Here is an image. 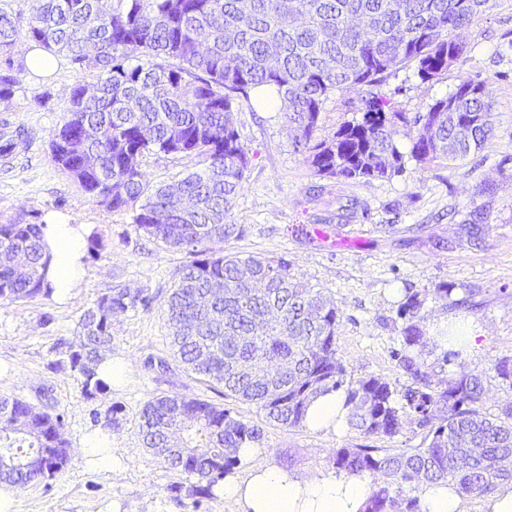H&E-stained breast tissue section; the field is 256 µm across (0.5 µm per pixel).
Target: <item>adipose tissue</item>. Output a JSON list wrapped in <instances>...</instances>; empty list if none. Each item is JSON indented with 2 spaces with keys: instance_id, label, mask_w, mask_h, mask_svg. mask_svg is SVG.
Wrapping results in <instances>:
<instances>
[{
  "instance_id": "ef3b65f1",
  "label": "adipose tissue",
  "mask_w": 512,
  "mask_h": 512,
  "mask_svg": "<svg viewBox=\"0 0 512 512\" xmlns=\"http://www.w3.org/2000/svg\"><path fill=\"white\" fill-rule=\"evenodd\" d=\"M42 222L46 280L53 295L63 300L82 281L91 229L54 212L46 213ZM346 414L344 392L330 391L311 401L306 424L317 431L336 432L346 426ZM237 456L248 464L249 472L243 479L225 478L221 496L229 512H363L370 494L368 480L334 469H320L302 479L280 467L255 463L254 449H238Z\"/></svg>"
}]
</instances>
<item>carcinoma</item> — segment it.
<instances>
[{"mask_svg":"<svg viewBox=\"0 0 512 512\" xmlns=\"http://www.w3.org/2000/svg\"><path fill=\"white\" fill-rule=\"evenodd\" d=\"M33 0L25 30L0 9V56L32 40L64 52L80 70L98 72L95 90L77 84L51 144L54 164L82 192L113 210L135 211L137 228L186 253L165 315L175 355L210 388L256 405L271 422L306 425L320 391L344 390L347 425L363 437L392 438L404 422L421 444L400 452L357 445L336 450L334 465L369 480L364 512H423L407 489L444 482L484 497L512 482V402L492 419L479 408L486 371L431 384L423 355L436 349L420 328L426 298L406 292L397 315L403 342L417 349L399 362L414 386L397 390L381 377L346 380L337 356L341 313L321 291L298 282L288 261L224 255L212 245L237 239L224 223L249 159L233 122L236 100L273 87L295 142L313 173L346 179L389 178L404 171L395 127L415 129L418 162L456 160L492 134L485 80L467 78L428 111L408 117L386 101L365 100L362 118L331 141L316 140L321 105L344 88H362L410 63L430 80L467 51L462 33L492 0ZM152 152L205 157L207 167L174 185L152 186L141 162ZM42 225L0 224V300L51 295L40 241ZM28 274H20L17 256ZM222 291H215L216 287ZM153 299L114 287L78 321L68 362L90 398L108 384L97 376L112 350V318L152 308ZM220 314L223 325L211 323ZM208 349L211 355L203 357ZM144 444L172 470L195 479L193 507L239 464L262 431L227 409L184 395L157 396L141 411ZM68 460L62 416L17 396H0V482L26 486L52 479Z\"/></svg>","mask_w":512,"mask_h":512,"instance_id":"cac0c4a2","label":"carcinoma"}]
</instances>
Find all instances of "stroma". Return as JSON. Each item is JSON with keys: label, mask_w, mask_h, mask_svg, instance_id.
Listing matches in <instances>:
<instances>
[{"label": "stroma", "mask_w": 512, "mask_h": 512, "mask_svg": "<svg viewBox=\"0 0 512 512\" xmlns=\"http://www.w3.org/2000/svg\"><path fill=\"white\" fill-rule=\"evenodd\" d=\"M464 38L466 53L439 77L422 79L411 64L367 90L331 93L317 131L318 139L330 140L340 126L360 118L371 95L412 114L427 111L462 79H484L492 91L493 134L461 161L423 164L409 158L401 174L382 179L320 177L282 112L261 110L254 96L238 99L234 126L250 164L226 221L243 225L244 234L220 249L243 258L288 260L293 274L339 308L336 349L348 378L377 376L399 390L412 379L399 364L405 347L397 309L406 291L426 295L421 326L427 335H443L459 322L475 336L449 345V357H427L431 380L488 369L480 409L494 418L512 400V383L493 371L500 359H512V0H493ZM28 49L24 40L15 47V93L0 102V147L12 146L10 152L0 150V224L38 223L51 210L90 225L98 247L88 252L84 280L68 300L41 295L0 301V396L49 406L61 414L70 442L62 473L23 488L14 512H228L216 492L197 507L191 498L174 497L172 486L188 485V477L144 447L140 413L160 393L200 398L258 425L259 462L303 478L332 467L336 449L364 441L358 434L269 422L255 405L210 389L176 361L163 305L186 256L139 230L132 211L109 209L83 194L54 165L50 141L71 92L79 83L94 85L97 74L77 70L59 54L49 76L25 77ZM205 167L203 159L164 153L147 155L141 165L153 185ZM472 224L480 225L479 238L469 237ZM446 283L454 287L449 306L434 297ZM116 286L142 291L153 307L113 319L112 354L127 363V380L90 398L68 363L69 346L77 339L80 316ZM151 358L165 360L167 370L147 367ZM111 409L118 424L108 433L122 464L100 470L87 464L78 445L99 430L96 416ZM420 441V432L406 423L394 438L364 442L401 449Z\"/></svg>", "instance_id": "stroma-1"}]
</instances>
